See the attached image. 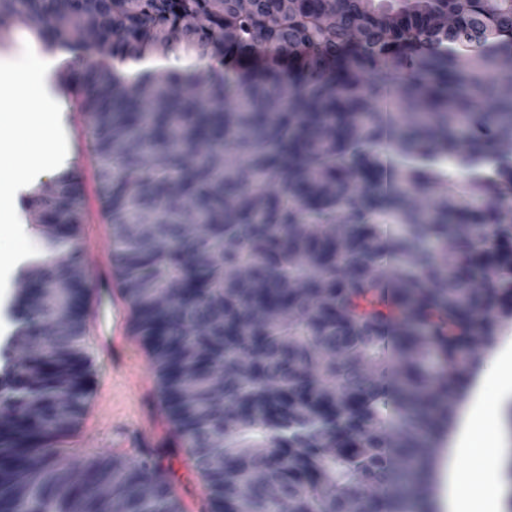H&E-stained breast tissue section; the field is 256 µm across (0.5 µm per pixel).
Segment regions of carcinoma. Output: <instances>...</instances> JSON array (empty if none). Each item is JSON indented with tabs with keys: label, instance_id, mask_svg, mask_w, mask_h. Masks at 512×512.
Here are the masks:
<instances>
[{
	"label": "carcinoma",
	"instance_id": "carcinoma-1",
	"mask_svg": "<svg viewBox=\"0 0 512 512\" xmlns=\"http://www.w3.org/2000/svg\"><path fill=\"white\" fill-rule=\"evenodd\" d=\"M16 26L70 55L59 93L205 512H429L430 448L512 317V0H0V46ZM88 35L206 69L125 78ZM25 206L54 223L16 301L44 345L3 351L0 512H108L106 487L184 512L152 455L69 459L90 289L53 288L85 266L83 174Z\"/></svg>",
	"mask_w": 512,
	"mask_h": 512
}]
</instances>
